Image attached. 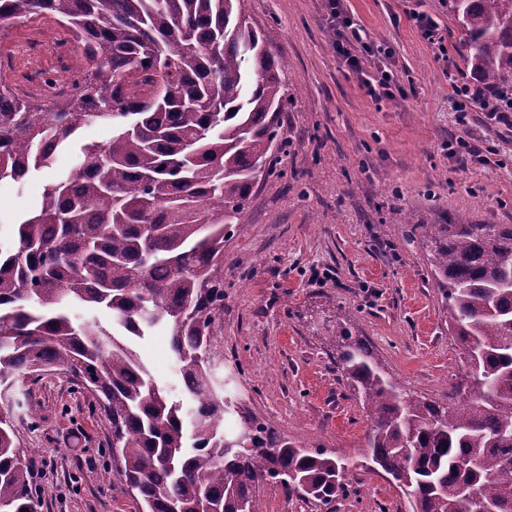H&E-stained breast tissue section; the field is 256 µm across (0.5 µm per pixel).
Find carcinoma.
<instances>
[{"label":"carcinoma","mask_w":512,"mask_h":512,"mask_svg":"<svg viewBox=\"0 0 512 512\" xmlns=\"http://www.w3.org/2000/svg\"><path fill=\"white\" fill-rule=\"evenodd\" d=\"M464 60L490 88H512V0H451ZM31 15L68 29L92 66L72 91L35 105L0 84V184L49 166L85 124H112L81 147L74 174L44 186L0 250V394L46 371L71 376L112 426V459L138 512H264L260 485L324 506L351 494L348 464L297 447L239 413L213 374L223 356L224 242L245 229L256 183L285 152L284 64L241 0H0V30ZM448 330L467 376L445 401L387 376L340 331L336 367L372 427L366 459L412 512H512V225L423 224ZM70 302L112 312L141 338L163 326L191 407L107 329L77 323ZM19 431L0 413V512L40 499Z\"/></svg>","instance_id":"cac0c4a2"}]
</instances>
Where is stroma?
<instances>
[{
  "label": "stroma",
  "instance_id": "stroma-1",
  "mask_svg": "<svg viewBox=\"0 0 512 512\" xmlns=\"http://www.w3.org/2000/svg\"><path fill=\"white\" fill-rule=\"evenodd\" d=\"M374 51L362 73L337 54L325 0H244L271 52L283 59L289 98L280 115L287 154L259 182L248 224L224 245V380L245 410L295 444L321 447L349 465L353 495L322 506L259 489L265 512H411L390 476L366 469L371 426L336 368V329L362 339L412 394L443 399L464 365L416 224H512V131L454 121L453 82L470 81L449 0H344ZM424 13L447 54L412 18ZM88 60L54 18L34 15L0 36V81L45 100L68 89ZM390 67L398 89L371 99L363 75ZM109 126H83L50 168L23 186L0 187V244L35 211L42 187L68 175L81 145L104 143ZM465 139L495 146L499 165L451 154ZM136 347L158 385L181 399L165 329ZM13 413L31 453L39 512H138L112 473V428L89 393L51 373L23 386Z\"/></svg>",
  "mask_w": 512,
  "mask_h": 512
}]
</instances>
